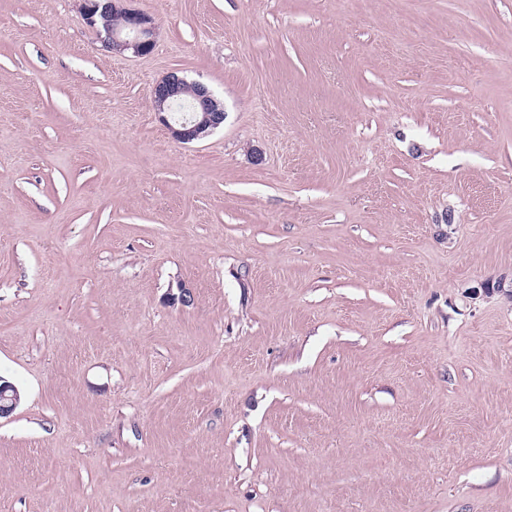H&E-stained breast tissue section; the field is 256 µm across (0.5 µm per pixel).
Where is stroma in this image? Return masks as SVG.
Returning <instances> with one entry per match:
<instances>
[{"instance_id": "35a3bbf8", "label": "stroma", "mask_w": 512, "mask_h": 512, "mask_svg": "<svg viewBox=\"0 0 512 512\" xmlns=\"http://www.w3.org/2000/svg\"><path fill=\"white\" fill-rule=\"evenodd\" d=\"M132 6L0 0V512H512V0ZM123 0H83L82 16L112 52L150 54L155 47L154 18L143 11L123 6ZM182 94H189L192 98V112H195L192 121H181L174 116ZM151 100L154 111L178 143L196 142L224 125L223 102L207 85L188 82L178 72L167 74L153 86Z\"/></svg>"}]
</instances>
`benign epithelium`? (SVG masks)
Returning a JSON list of instances; mask_svg holds the SVG:
<instances>
[{
  "mask_svg": "<svg viewBox=\"0 0 512 512\" xmlns=\"http://www.w3.org/2000/svg\"><path fill=\"white\" fill-rule=\"evenodd\" d=\"M82 16L85 23L95 29L107 48L116 53L132 51L137 56L150 54L155 47L154 18L143 11L123 6V0H83ZM192 98L195 119L181 121L174 112L181 103V95ZM154 111L169 131L172 139L181 144L196 142L224 125L223 102L205 84L189 82L176 72H171L152 88ZM13 385L0 384V418L9 415L16 407Z\"/></svg>",
  "mask_w": 512,
  "mask_h": 512,
  "instance_id": "1",
  "label": "benign epithelium"
}]
</instances>
